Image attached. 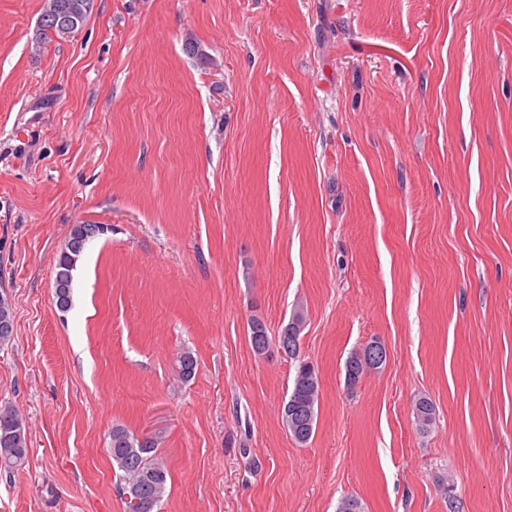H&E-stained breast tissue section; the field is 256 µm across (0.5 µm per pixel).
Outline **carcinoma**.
<instances>
[{
    "mask_svg": "<svg viewBox=\"0 0 512 512\" xmlns=\"http://www.w3.org/2000/svg\"><path fill=\"white\" fill-rule=\"evenodd\" d=\"M93 9V0H46L40 17L36 39L41 44L66 40L84 25ZM103 231V226L87 232L85 226L74 225L65 250L61 253L55 278L63 281L64 297L57 307L65 312L71 306L72 271L85 243ZM279 343L293 348L290 357L299 364L288 398L299 407L298 422L286 423L288 432L296 443L305 445L314 436L317 426V409L320 392L318 372L314 365L299 359L300 336L283 328L278 334ZM179 377L189 380L195 373L196 360L189 351L177 358ZM414 415L419 430L426 432L435 422V407L426 397L414 404ZM27 429L22 417L8 402L0 404V469L14 470L25 465L28 454ZM158 437H139L127 428L117 425L109 434L108 453L119 478L122 494L139 495L158 505L163 500L168 483L166 461L157 454Z\"/></svg>",
    "mask_w": 512,
    "mask_h": 512,
    "instance_id": "obj_1",
    "label": "carcinoma"
}]
</instances>
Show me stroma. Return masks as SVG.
I'll use <instances>...</instances> for the list:
<instances>
[{"label":"stroma","instance_id":"1","mask_svg":"<svg viewBox=\"0 0 512 512\" xmlns=\"http://www.w3.org/2000/svg\"><path fill=\"white\" fill-rule=\"evenodd\" d=\"M43 7L0 0V512H126L118 424L161 438L160 512H512V0H94L38 46ZM298 305L303 446L247 326ZM82 225V226H80ZM91 225L96 227L95 230H91L88 233L84 231V229ZM101 231H104V228L100 224H76L73 226L69 241L66 245L65 250L61 253L58 263H57V271L55 278L59 280H63V287L59 288L58 285L54 288H59L62 290L64 297L62 299V303L58 302V296L55 293L56 305L57 307L65 312L71 306V295H72V283H73V275L72 271L76 265L77 259L81 254L85 243L90 239L95 237L97 234H100ZM319 392L320 382L314 365L308 361L299 360L286 401L287 403L291 398L296 401L300 411L298 422L293 425L289 421L287 423L285 412L283 413V422L297 444L305 445L314 436L317 426ZM27 429L22 417L8 402L0 404V470L24 466L28 454Z\"/></svg>","mask_w":512,"mask_h":512}]
</instances>
